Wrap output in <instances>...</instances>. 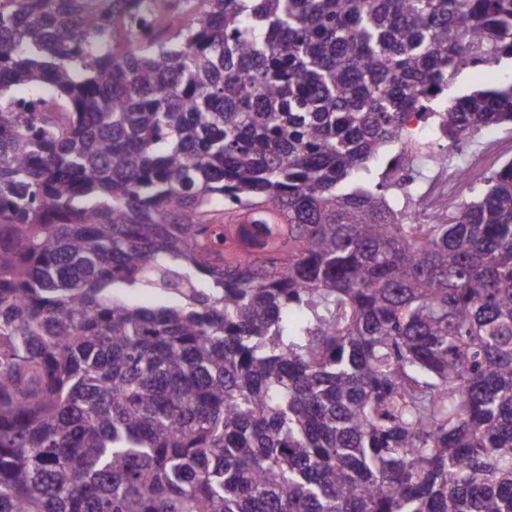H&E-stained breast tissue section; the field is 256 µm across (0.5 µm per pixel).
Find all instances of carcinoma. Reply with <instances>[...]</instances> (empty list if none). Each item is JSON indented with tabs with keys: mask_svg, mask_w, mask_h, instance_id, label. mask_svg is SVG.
<instances>
[{
	"mask_svg": "<svg viewBox=\"0 0 512 512\" xmlns=\"http://www.w3.org/2000/svg\"><path fill=\"white\" fill-rule=\"evenodd\" d=\"M504 59L512 0H0V512H512V163L351 186ZM511 70V61L492 68H462L448 87V91L442 95V103L446 105L448 101V105H450L453 98L467 93L473 87L493 84L506 74H510ZM445 105L438 109L428 105L425 110L410 112L406 123L410 135L415 139L428 142L431 152L439 155L438 163L441 159L443 160V164L436 170L434 183L420 195L429 204L440 193L448 192L450 195L457 189L470 185L477 176L482 162V156L477 157L464 177L459 175L456 166L449 163L448 155L456 153L458 146L479 135L481 129L469 130L460 136L456 143L448 144V133L446 135L443 123L437 119V113L446 112L448 109V106Z\"/></svg>",
	"mask_w": 512,
	"mask_h": 512,
	"instance_id": "obj_1",
	"label": "carcinoma"
}]
</instances>
